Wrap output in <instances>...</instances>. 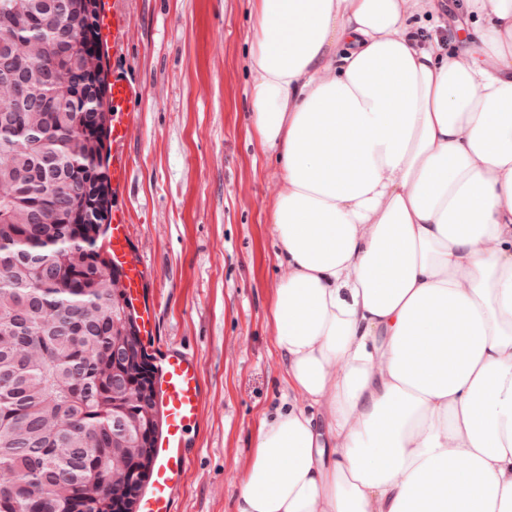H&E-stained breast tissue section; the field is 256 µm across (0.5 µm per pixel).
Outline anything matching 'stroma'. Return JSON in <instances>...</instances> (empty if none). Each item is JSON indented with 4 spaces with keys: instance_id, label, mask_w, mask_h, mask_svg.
I'll use <instances>...</instances> for the list:
<instances>
[{
    "instance_id": "stroma-1",
    "label": "stroma",
    "mask_w": 512,
    "mask_h": 512,
    "mask_svg": "<svg viewBox=\"0 0 512 512\" xmlns=\"http://www.w3.org/2000/svg\"><path fill=\"white\" fill-rule=\"evenodd\" d=\"M123 56L106 69L141 88L128 151L134 245L152 268L155 341L197 354L208 403L175 512H234L262 420L288 398L270 310L281 184L248 123L253 0H123Z\"/></svg>"
}]
</instances>
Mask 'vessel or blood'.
Returning <instances> with one entry per match:
<instances>
[{"label":"vessel or blood","mask_w":512,"mask_h":512,"mask_svg":"<svg viewBox=\"0 0 512 512\" xmlns=\"http://www.w3.org/2000/svg\"><path fill=\"white\" fill-rule=\"evenodd\" d=\"M121 0H102L101 26L104 49L120 52L131 27L129 12ZM140 95L138 86L116 76L112 79V187L122 189L131 170L127 145L135 128L132 104ZM127 210L112 211L105 245L115 266L121 268L130 311L141 335L153 331L154 305L146 299L151 272L140 252L133 250ZM154 391L162 426L154 443V467L141 495L137 512H172L177 491L189 470L190 430L198 424L207 399L196 357L178 345H168L154 360Z\"/></svg>","instance_id":"b4317fda"}]
</instances>
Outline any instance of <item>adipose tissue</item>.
I'll use <instances>...</instances> for the list:
<instances>
[{
  "label": "adipose tissue",
  "mask_w": 512,
  "mask_h": 512,
  "mask_svg": "<svg viewBox=\"0 0 512 512\" xmlns=\"http://www.w3.org/2000/svg\"><path fill=\"white\" fill-rule=\"evenodd\" d=\"M256 0L294 403L234 512H512V0ZM325 407L318 418L315 407Z\"/></svg>",
  "instance_id": "1"
}]
</instances>
